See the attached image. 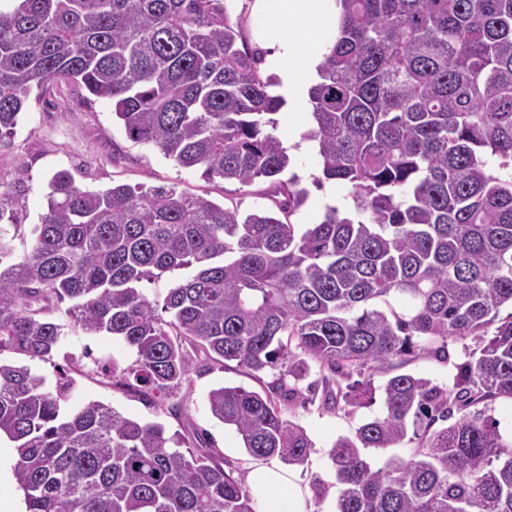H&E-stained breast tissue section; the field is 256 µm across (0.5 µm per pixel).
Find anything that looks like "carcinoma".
Returning a JSON list of instances; mask_svg holds the SVG:
<instances>
[{"label":"carcinoma","mask_w":512,"mask_h":512,"mask_svg":"<svg viewBox=\"0 0 512 512\" xmlns=\"http://www.w3.org/2000/svg\"><path fill=\"white\" fill-rule=\"evenodd\" d=\"M0 9V145L33 91L66 84L112 101L134 143L209 180L269 183L249 212L175 188L80 186L60 169L31 249L12 260L22 175L0 177V349L47 359L68 313L135 355L123 385L166 402L192 357L251 373L329 371L325 400L364 408L373 370L473 338L450 387L410 373L383 413L328 456L336 512H512V438L471 407L512 402V0H341L339 33L310 91L322 177L350 187L306 228L308 191L270 129L282 100L231 20V0H17ZM192 269L162 317L139 284ZM397 293L407 312L381 310ZM511 310L500 316L501 310ZM358 379H353V376ZM74 381L45 387L0 363V435L16 443L26 512H255L246 478L161 423L99 401L68 414ZM212 415L246 451L304 463L312 443L269 393L221 385ZM458 419L437 428L454 413ZM418 441L371 463L367 448Z\"/></svg>","instance_id":"1"}]
</instances>
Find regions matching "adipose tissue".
Wrapping results in <instances>:
<instances>
[{"label":"adipose tissue","instance_id":"adipose-tissue-1","mask_svg":"<svg viewBox=\"0 0 512 512\" xmlns=\"http://www.w3.org/2000/svg\"><path fill=\"white\" fill-rule=\"evenodd\" d=\"M250 34L263 50V68L278 82L289 148L305 151L307 128L297 118L320 80L319 66L338 35L339 0H251ZM249 490L256 512H312L296 475L275 463H257Z\"/></svg>","mask_w":512,"mask_h":512}]
</instances>
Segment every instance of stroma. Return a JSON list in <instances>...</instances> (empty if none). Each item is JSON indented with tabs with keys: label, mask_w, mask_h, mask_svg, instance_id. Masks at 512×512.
Returning <instances> with one entry per match:
<instances>
[{
	"label": "stroma",
	"mask_w": 512,
	"mask_h": 512,
	"mask_svg": "<svg viewBox=\"0 0 512 512\" xmlns=\"http://www.w3.org/2000/svg\"><path fill=\"white\" fill-rule=\"evenodd\" d=\"M63 168L86 171L85 183L94 188L119 183L173 186L219 204L230 196L239 200L245 210L263 202V183H255L243 192L236 185L204 178L201 170L179 167L157 148L130 141L112 119L110 100L89 101L71 87L60 85L31 95L13 137L0 147V173L11 178L19 172L24 175L26 209L24 224L11 242L15 256H22L30 249L32 230L47 213V182L53 172ZM292 169L309 191L306 204L293 217L294 223H320L329 205L339 207L344 213L351 211L348 186L336 181L314 186L313 179L320 173L315 152L293 156ZM51 317L64 327L53 358L28 362L12 351L1 350L0 361L28 363L32 372L42 376L50 388L60 373H67L75 381L69 407L101 401L125 417L162 423L167 434H199L209 449L223 456L225 470L236 475L249 474L252 456L242 448L237 435L212 416L207 394L222 384L259 392L271 390L279 376L278 370L268 369L253 376L237 368L235 363L221 367L206 362L204 354L194 355L189 382L172 396L184 409L183 416L176 417L166 407L150 403L138 392L120 386L116 379L100 374L97 362L101 359L115 362L121 369L131 365L135 356L130 349L110 336L85 334L71 320L66 304L56 305ZM475 347V341L470 338L449 341L447 357L431 351L417 353L405 366L391 364L376 373L374 383L383 385L388 377L403 370L444 387L452 385L458 364ZM322 376L319 365L310 364L305 377L297 384L299 396L278 399L277 404L283 418L301 426L312 443L307 460L294 466L293 471L309 491L314 512H335L339 487L328 452L338 437L354 436L364 420L381 415L382 405L377 402L357 410L326 407L321 397Z\"/></svg>",
	"instance_id": "obj_1"
}]
</instances>
